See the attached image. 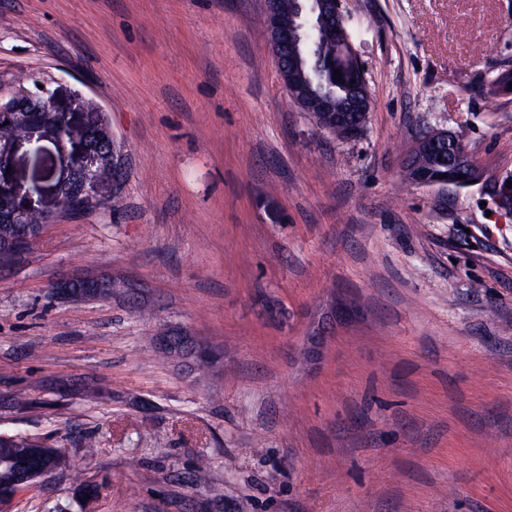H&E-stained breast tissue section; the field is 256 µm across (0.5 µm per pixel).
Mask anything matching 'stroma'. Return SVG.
<instances>
[{
  "label": "stroma",
  "mask_w": 512,
  "mask_h": 512,
  "mask_svg": "<svg viewBox=\"0 0 512 512\" xmlns=\"http://www.w3.org/2000/svg\"><path fill=\"white\" fill-rule=\"evenodd\" d=\"M343 6L353 140L289 98L265 0H0V82L93 103L123 173L0 262V434L70 462L12 512H512V0ZM428 128L483 184L402 181ZM78 150L23 145L18 187L52 205ZM77 273L112 288L58 296ZM162 346L170 353L193 356L204 366L211 364L218 355L202 342H196L190 336L166 335L160 336Z\"/></svg>",
  "instance_id": "stroma-1"
}]
</instances>
